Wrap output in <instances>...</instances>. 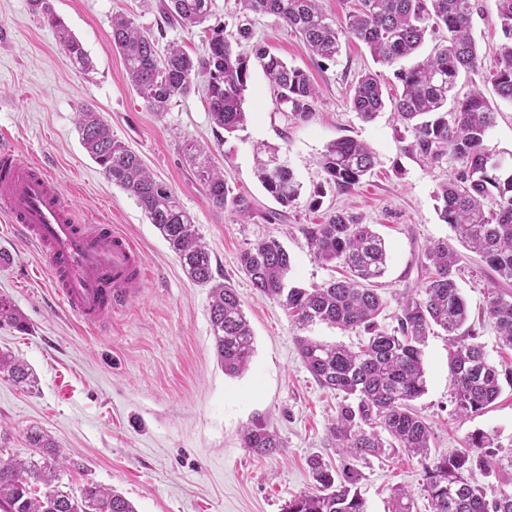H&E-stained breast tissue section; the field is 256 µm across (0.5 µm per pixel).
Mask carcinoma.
I'll list each match as a JSON object with an SVG mask.
<instances>
[{
	"label": "carcinoma",
	"instance_id": "cac0c4a2",
	"mask_svg": "<svg viewBox=\"0 0 512 512\" xmlns=\"http://www.w3.org/2000/svg\"><path fill=\"white\" fill-rule=\"evenodd\" d=\"M31 3L55 28L73 66L89 71L92 62L81 42L46 0ZM238 4L235 42L224 38V29L216 26L207 53L195 60L175 44L159 52L151 33L129 18H112V46L120 52L148 108L158 114L166 112L172 101L187 96L201 78L212 123L227 134L243 129L247 60L236 47L250 42L270 82L277 111L291 123H305L315 115L319 91L305 71L252 42V17L278 18L299 36L312 56L325 61L336 60L343 38L364 43L376 64L393 69L400 90L393 91L382 73L367 70L351 84V108L364 122L390 109L410 135L406 153L428 163L445 157L452 160L453 174L435 191L441 203L440 218L459 243L480 254L491 272L495 288L485 314L503 345L512 348V293L502 289L512 287V165H505L486 148L497 107L477 88L462 98L452 96L460 73L481 66L471 35L475 0H356L354 9L343 18L325 11L320 0H238ZM213 9L214 0H168L162 12L168 23L190 30L208 21ZM496 23L502 40L496 66L486 79L501 101L512 103V0H497ZM439 32L443 36L428 55L410 66L400 64L417 54L426 35ZM78 131L83 148L103 175L135 198L179 258L186 276L209 286L217 364L226 375L241 373L254 353V336L236 290L213 282L211 252L193 217L172 187L157 180L141 157L112 135L98 112L82 109ZM186 155L213 207L230 205L242 216L250 214L245 197L233 194L208 149L189 143ZM317 164L327 184L350 192L375 167L376 156L367 144L344 137L329 142ZM256 174L266 193L281 206L264 212L265 220L270 224L283 221L300 197L301 186L292 169L277 150L264 145L256 149ZM302 233L316 258L341 263L349 275L313 288L290 287V257L275 238L260 240L244 251L239 258L241 270L256 290L280 303L297 326L324 322L362 328L369 337L356 351L296 337L308 372L322 387L343 396L329 427L342 466L335 468L319 456L310 458L316 492L289 501L285 512H367L357 487L361 474L356 463L396 449L422 465V491L430 512H512V490L489 503L467 478L473 468L492 465L491 438L472 433L465 449L450 455L434 453L430 427L412 405L425 392L421 345L435 326L448 335L456 416L466 419L482 413L500 394V371L486 360L456 286L458 252L446 240L424 246L418 267L420 286L404 297L397 328L388 332L377 324L382 300L375 289L387 271L385 239L372 225L360 223L343 209L326 212L322 223L307 224ZM5 323L24 328L20 313L0 297V325ZM1 373L17 384L35 383L27 364L6 353H0ZM383 432L389 439L382 438ZM27 439L38 450V458L24 461L0 456V512H136L124 496L96 484L84 486L77 496L60 490L66 457L40 431H30ZM242 442L260 456L279 454L285 447L277 433L260 425L246 429ZM393 501L394 512H413L410 491H394Z\"/></svg>",
	"mask_w": 512,
	"mask_h": 512
}]
</instances>
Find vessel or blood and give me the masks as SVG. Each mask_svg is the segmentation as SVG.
Here are the masks:
<instances>
[{"mask_svg": "<svg viewBox=\"0 0 512 512\" xmlns=\"http://www.w3.org/2000/svg\"><path fill=\"white\" fill-rule=\"evenodd\" d=\"M0 209L47 257L55 296L86 327L102 329L140 293L146 270L138 246L115 226L83 223L50 171L2 141Z\"/></svg>", "mask_w": 512, "mask_h": 512, "instance_id": "obj_1", "label": "vessel or blood"}]
</instances>
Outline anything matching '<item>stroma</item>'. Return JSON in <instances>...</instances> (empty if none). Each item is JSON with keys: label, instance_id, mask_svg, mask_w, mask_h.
Instances as JSON below:
<instances>
[{"label": "stroma", "instance_id": "35a3bbf8", "mask_svg": "<svg viewBox=\"0 0 512 512\" xmlns=\"http://www.w3.org/2000/svg\"><path fill=\"white\" fill-rule=\"evenodd\" d=\"M164 0H49L53 12L82 43L93 68L74 69L55 30L30 0H0V136L19 152L44 161L89 224H115L140 247L147 271L141 294L113 314L103 331L80 324L58 303L46 258L20 241L0 215V296L26 321L25 330L0 326V352L25 361L35 387L0 375V426L10 439L0 455L29 459L31 428L41 429L71 461L61 484L78 492L86 482L115 490L137 512H283L294 497L314 492L307 461L335 459L328 427L338 400L305 368L299 334L350 347L364 340L360 329L314 323L299 330L277 302L261 296L240 269L241 253L273 237L291 258L288 283L310 287L339 277L337 264L317 260L301 231L320 215L308 208L323 191V209L343 208L374 225L389 247L388 270L377 288L384 303L382 329L397 325L405 290L417 289L418 256L425 243L452 240L437 212L434 194L453 166L443 159L426 164L405 153L403 128L390 111L363 122L348 103L350 85L375 63L358 41H343L335 61L311 57L302 40L273 16L254 19V38L317 85L316 115L305 124H286L276 112L261 66L249 62L243 130L225 134L211 122L204 83L174 100L165 114L152 112L136 93L120 54L112 46V18L123 13L157 38L160 48L178 44L190 56L205 53V27L185 30L166 22ZM472 36L480 70L461 73L457 95L482 90L499 114L486 146L512 163V104L499 101L485 72L496 63L500 33L496 0H476ZM92 108L113 135L143 160L156 179L171 186L193 217L212 252L216 280L237 291L254 333L255 351L241 375H225L214 356L209 289L193 283L176 254L135 199L109 182L83 148L77 126L80 108ZM340 137L368 144L378 164L347 195L325 182L317 164L325 146ZM208 146L235 193L246 196L250 217L215 209L194 177L184 146ZM279 151L301 185L297 205L284 223H267L275 209L255 176L254 149ZM458 286L470 322L489 363L501 369V394L486 412L467 419L454 415L450 345L443 331L422 347L426 389L413 405L432 431L431 445L452 453L471 433L493 440L496 463L475 470L473 482L486 500L512 489V350L501 348L484 314L492 287L480 257L460 248ZM263 425L285 443L282 453L261 457L242 446L245 428ZM367 512H394L392 490L402 486L415 498L414 512H428L417 459L397 452L358 465Z\"/></svg>", "mask_w": 512, "mask_h": 512}]
</instances>
